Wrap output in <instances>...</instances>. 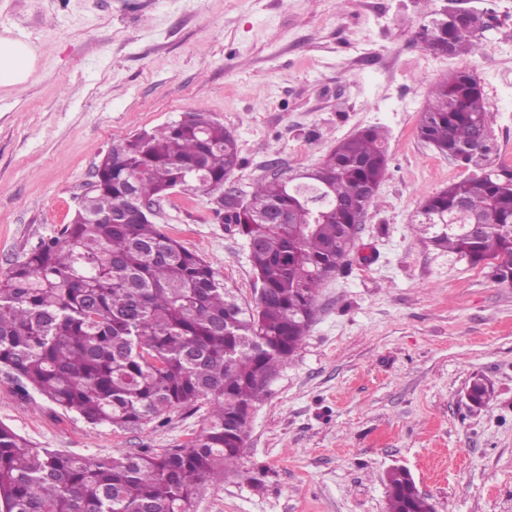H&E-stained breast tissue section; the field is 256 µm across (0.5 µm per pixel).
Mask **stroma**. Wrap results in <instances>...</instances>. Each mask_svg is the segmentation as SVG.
I'll list each match as a JSON object with an SVG mask.
<instances>
[{
  "mask_svg": "<svg viewBox=\"0 0 512 512\" xmlns=\"http://www.w3.org/2000/svg\"><path fill=\"white\" fill-rule=\"evenodd\" d=\"M448 0H0V37L35 67L0 87V275L70 223L112 141L201 111L237 138L242 192L313 168L372 127L389 167L350 263L252 415L237 466L191 512H387L406 468L438 512H512V285L415 232L423 197L475 175L417 134L433 84L469 68L490 161L512 164V0H457L492 25L495 57L436 55L414 31ZM390 55L389 66L361 64ZM154 222L201 254L241 302L248 247L203 196L171 192ZM494 396L466 397L473 377ZM205 404L136 429L95 426L0 373V423L39 448L106 456L185 445Z\"/></svg>",
  "mask_w": 512,
  "mask_h": 512,
  "instance_id": "stroma-1",
  "label": "stroma"
}]
</instances>
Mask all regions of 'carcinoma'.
<instances>
[{
	"instance_id": "cac0c4a2",
	"label": "carcinoma",
	"mask_w": 512,
	"mask_h": 512,
	"mask_svg": "<svg viewBox=\"0 0 512 512\" xmlns=\"http://www.w3.org/2000/svg\"><path fill=\"white\" fill-rule=\"evenodd\" d=\"M483 34L464 16L423 26L428 47L476 54ZM444 157L481 175L426 196L421 231L437 247L512 284V167L488 159L483 89L467 69L436 82L417 129ZM364 129L338 141L306 176L256 183L219 209L250 249L264 292L242 304L199 253L135 206L178 189L213 201L240 166L233 133L203 112L112 142L83 211L0 278V372L92 425L133 429L168 411L208 405L199 432L162 453L79 457L37 448L0 423V512H190L224 482L252 409L298 350L320 289L355 247L389 158ZM315 221L305 223L303 199ZM279 212L286 224H272ZM491 391L471 382L470 402ZM402 468L386 475L389 512H433Z\"/></svg>"
}]
</instances>
